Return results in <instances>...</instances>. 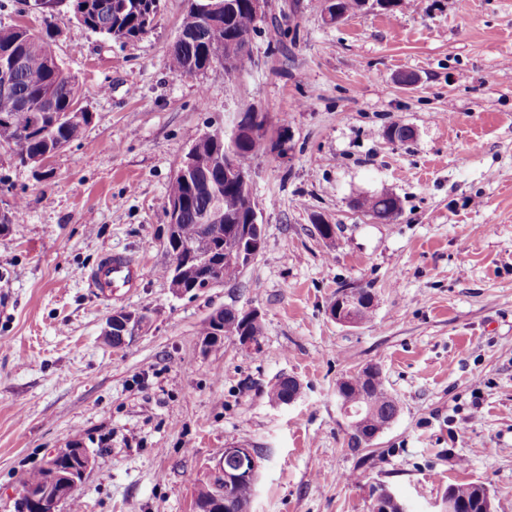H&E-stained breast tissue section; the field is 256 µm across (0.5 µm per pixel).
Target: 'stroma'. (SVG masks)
Returning <instances> with one entry per match:
<instances>
[{
  "mask_svg": "<svg viewBox=\"0 0 512 512\" xmlns=\"http://www.w3.org/2000/svg\"><path fill=\"white\" fill-rule=\"evenodd\" d=\"M187 0L121 42L0 0V26L51 34L91 116L41 163L0 148V512L48 453L82 442L93 464L80 512H195L226 446L258 454L248 512H370L383 484L411 512H440L453 483L487 487L512 512V0L367 6L326 23L321 0H270L238 77L174 75L168 51ZM254 109L278 151L252 161L264 245L234 281L174 293L165 274L171 179L193 140ZM394 125L412 139L391 141ZM389 194L390 221L358 207ZM335 227L321 239L317 220ZM142 267L103 296L108 253ZM374 294L372 317L328 315L340 290ZM260 313L252 348L204 350L225 307ZM115 310L142 314L119 347ZM379 367L400 402L350 451L336 385ZM300 384L271 401L280 378Z\"/></svg>",
  "mask_w": 512,
  "mask_h": 512,
  "instance_id": "35a3bbf8",
  "label": "stroma"
}]
</instances>
